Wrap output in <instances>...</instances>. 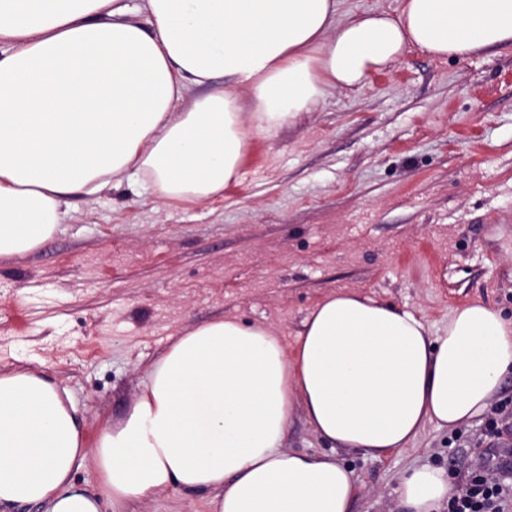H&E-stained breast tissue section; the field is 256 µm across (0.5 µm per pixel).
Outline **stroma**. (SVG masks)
<instances>
[{"instance_id": "35a3bbf8", "label": "stroma", "mask_w": 512, "mask_h": 512, "mask_svg": "<svg viewBox=\"0 0 512 512\" xmlns=\"http://www.w3.org/2000/svg\"><path fill=\"white\" fill-rule=\"evenodd\" d=\"M349 290L443 332L479 301L512 316V47L464 59L412 49L250 143L205 202L121 185L76 194L33 252L0 258V367L38 368L71 394L88 441L120 419L152 365L194 327L236 317L294 343L323 297ZM486 417L427 425L378 458L331 449L295 416L284 445L355 472L356 512H397L416 468L454 487L493 475Z\"/></svg>"}]
</instances>
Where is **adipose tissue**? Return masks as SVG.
Wrapping results in <instances>:
<instances>
[{"mask_svg": "<svg viewBox=\"0 0 512 512\" xmlns=\"http://www.w3.org/2000/svg\"><path fill=\"white\" fill-rule=\"evenodd\" d=\"M339 2L0 0V256L37 249L77 192L136 180L166 201L220 194L253 136L409 49L512 46V0H398L345 18ZM511 373L501 310L455 308L435 336L356 292L320 300L291 347L263 323L195 327L92 445L67 390L2 367L0 508L138 512L174 487L206 494L208 512H355L353 470L284 448L296 414L332 448L377 458L483 415ZM88 463L93 491L73 482ZM451 490L445 471L415 469L397 504L436 512Z\"/></svg>", "mask_w": 512, "mask_h": 512, "instance_id": "ef3b65f1", "label": "adipose tissue"}]
</instances>
